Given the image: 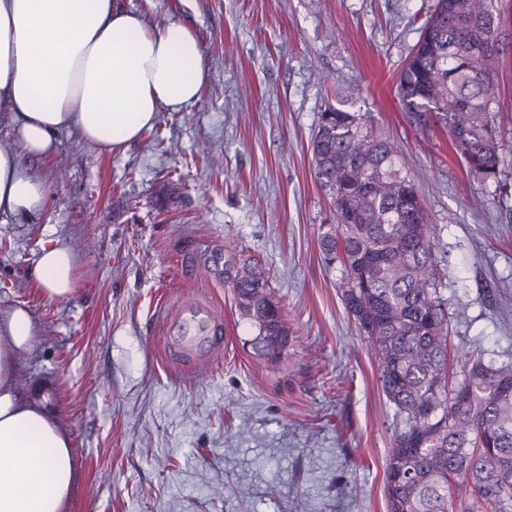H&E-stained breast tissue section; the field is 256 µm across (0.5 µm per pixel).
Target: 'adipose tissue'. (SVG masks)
I'll list each match as a JSON object with an SVG mask.
<instances>
[{
  "label": "adipose tissue",
  "instance_id": "1",
  "mask_svg": "<svg viewBox=\"0 0 512 512\" xmlns=\"http://www.w3.org/2000/svg\"><path fill=\"white\" fill-rule=\"evenodd\" d=\"M207 75L201 40L179 21L149 26L118 0H0V120L21 147L0 149V223L37 214L51 194L20 154L49 155L70 129L100 151L125 150L160 108L197 103ZM32 277L46 298L72 296V252L42 246ZM32 339L28 310L0 308V512H66L76 481L69 435L16 387Z\"/></svg>",
  "mask_w": 512,
  "mask_h": 512
}]
</instances>
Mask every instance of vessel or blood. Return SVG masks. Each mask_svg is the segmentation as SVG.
I'll list each match as a JSON object with an SVG mask.
<instances>
[{
  "instance_id": "obj_1",
  "label": "vessel or blood",
  "mask_w": 512,
  "mask_h": 512,
  "mask_svg": "<svg viewBox=\"0 0 512 512\" xmlns=\"http://www.w3.org/2000/svg\"><path fill=\"white\" fill-rule=\"evenodd\" d=\"M163 311L155 323L166 360L196 371L219 351L217 336L224 332L222 310L204 291H178L164 296Z\"/></svg>"
}]
</instances>
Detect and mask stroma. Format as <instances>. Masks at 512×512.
<instances>
[{"label":"stroma","instance_id":"35a3bbf8","mask_svg":"<svg viewBox=\"0 0 512 512\" xmlns=\"http://www.w3.org/2000/svg\"><path fill=\"white\" fill-rule=\"evenodd\" d=\"M124 2L150 25L196 32L200 100L160 110L119 153L61 132L51 157L22 159L52 187L45 208L0 223V306L27 308L34 325L18 390L71 438L67 512H387L395 409L319 248L334 211L310 140L326 105L370 113L398 140L447 273L451 343L512 364V164L496 194L396 95L433 0ZM49 242L75 256L66 300L30 277ZM207 247L266 268L288 314L279 363L254 354L256 329L223 278L204 276ZM203 280L224 310V353L185 373L165 362L154 312Z\"/></svg>","mask_w":512,"mask_h":512}]
</instances>
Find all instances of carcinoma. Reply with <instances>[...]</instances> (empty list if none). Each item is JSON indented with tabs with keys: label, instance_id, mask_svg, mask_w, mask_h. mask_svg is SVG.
<instances>
[{
	"label": "carcinoma",
	"instance_id": "cac0c4a2",
	"mask_svg": "<svg viewBox=\"0 0 512 512\" xmlns=\"http://www.w3.org/2000/svg\"><path fill=\"white\" fill-rule=\"evenodd\" d=\"M500 11L493 0H436L397 79L417 120L448 129L467 173L499 183L512 145L497 117ZM311 152L335 223L321 234L327 265L341 270V300L374 351L378 381L396 423L385 465L388 512H512V364L470 355L463 377L448 371L447 299L431 225L396 142L369 116L328 106ZM224 286L270 363L288 350L287 316L256 264L224 261Z\"/></svg>",
	"mask_w": 512,
	"mask_h": 512
}]
</instances>
